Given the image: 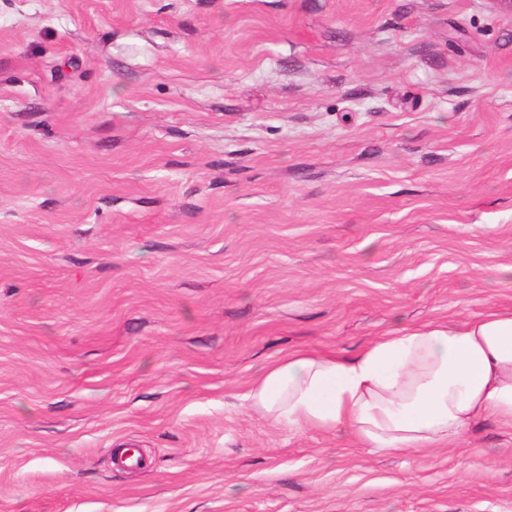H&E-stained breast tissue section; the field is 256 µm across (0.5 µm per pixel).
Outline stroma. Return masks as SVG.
Segmentation results:
<instances>
[{
	"label": "stroma",
	"instance_id": "obj_1",
	"mask_svg": "<svg viewBox=\"0 0 512 512\" xmlns=\"http://www.w3.org/2000/svg\"><path fill=\"white\" fill-rule=\"evenodd\" d=\"M512 310L492 0H0V512H512V429L384 453L267 364Z\"/></svg>",
	"mask_w": 512,
	"mask_h": 512
}]
</instances>
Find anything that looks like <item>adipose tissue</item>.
Wrapping results in <instances>:
<instances>
[{
  "label": "adipose tissue",
  "mask_w": 512,
  "mask_h": 512,
  "mask_svg": "<svg viewBox=\"0 0 512 512\" xmlns=\"http://www.w3.org/2000/svg\"><path fill=\"white\" fill-rule=\"evenodd\" d=\"M261 416L386 453L446 447L491 419L512 427V311L395 328L356 355L300 350L247 395Z\"/></svg>",
  "instance_id": "ef3b65f1"
}]
</instances>
